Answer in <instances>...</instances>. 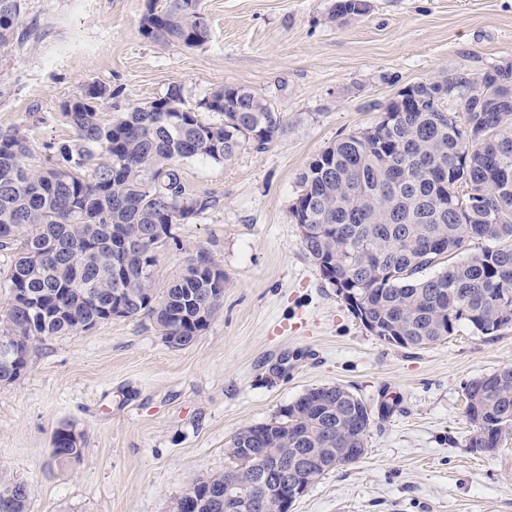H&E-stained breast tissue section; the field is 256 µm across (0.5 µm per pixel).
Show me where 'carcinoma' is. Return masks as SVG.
<instances>
[{"label":"carcinoma","mask_w":512,"mask_h":512,"mask_svg":"<svg viewBox=\"0 0 512 512\" xmlns=\"http://www.w3.org/2000/svg\"><path fill=\"white\" fill-rule=\"evenodd\" d=\"M147 0L141 35L188 48L206 44L211 28L200 0ZM24 0H0V53L22 42ZM359 0H336L331 18L365 13ZM411 105H387L372 126L326 147L298 176L291 208L304 250L323 278L344 296L360 297L362 315L394 344L423 348L462 325L483 336L512 329V66L470 77L439 74L407 87ZM62 117L74 138L48 165L28 163L27 136L0 132V249L13 252L0 275L7 306L0 339L8 338L28 367L36 345L112 319L105 307L144 316L165 343L192 345L224 300V270L206 248L190 258L169 288H155L160 251L180 246L173 226L191 224L224 204L218 191L184 182L189 160L226 164L248 147L263 153L284 133L283 113L253 91L220 86L194 108L184 88L160 101L101 119L112 90L89 84ZM454 102L459 110H448ZM218 117L204 122L199 112ZM484 245L456 261L469 242ZM130 250L120 271L114 250ZM436 272L425 276L428 269ZM468 314H455L459 307ZM472 452H495L512 423V364L466 386ZM370 408L335 384L306 390L267 423L234 435L230 465L196 484L195 512H224V490L283 483L307 458L333 465V451L367 448ZM71 425L52 437V457H82ZM276 474L264 471L270 455ZM23 481H0V512H28Z\"/></svg>","instance_id":"carcinoma-1"}]
</instances>
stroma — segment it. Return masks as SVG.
<instances>
[{
    "label": "stroma",
    "instance_id": "35a3bbf8",
    "mask_svg": "<svg viewBox=\"0 0 512 512\" xmlns=\"http://www.w3.org/2000/svg\"><path fill=\"white\" fill-rule=\"evenodd\" d=\"M335 0H201L210 41L143 38L145 0H25L23 43L0 56V130L37 159L69 139L62 103L111 87L105 118L183 85L189 104L217 86L253 90L286 117L263 153L182 164L185 182L224 205L177 225L157 288L196 248L224 269V302L196 342L173 348L146 319L120 318L38 344L27 372L0 385V479L31 488L28 512H173L226 447L305 389L338 384L371 408L358 463L326 471L293 512H512V433L492 454L466 449L464 387L512 364V331L460 327L424 349L380 341L306 254L291 206L298 175L336 140L376 123L408 85L512 64V0H367L336 21ZM69 424L80 461L59 463ZM72 431L77 434V441H73L67 436ZM82 453L81 435L74 430L72 425H62L54 431L52 437V456L54 459L61 462L79 461Z\"/></svg>",
    "mask_w": 512,
    "mask_h": 512
}]
</instances>
